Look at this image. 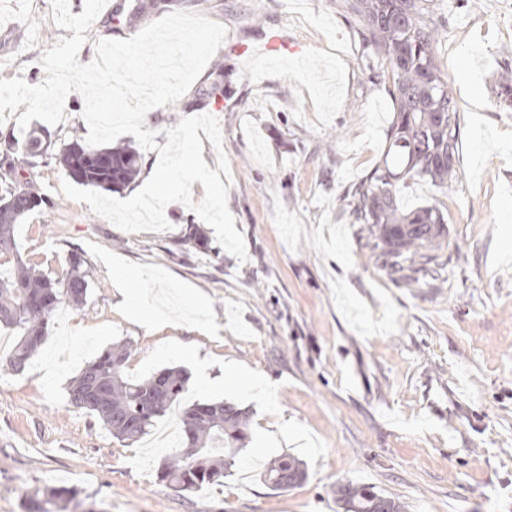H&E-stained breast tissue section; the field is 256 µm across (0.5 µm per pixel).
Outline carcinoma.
Here are the masks:
<instances>
[{"mask_svg": "<svg viewBox=\"0 0 512 512\" xmlns=\"http://www.w3.org/2000/svg\"><path fill=\"white\" fill-rule=\"evenodd\" d=\"M354 23L362 42L380 62L376 82H388L393 108L389 145L371 172L348 190L349 214L361 225L370 258L389 278L407 288H442L448 256V215L437 204L404 210L397 202L410 179L431 182L442 194L457 177L459 113L449 89L448 73L437 59L442 36L433 0H336ZM224 66L210 74L206 95L224 96ZM496 96L512 98V63L498 71ZM50 133L35 129L22 143L4 141L0 151V247L14 255L11 268L0 271V325L18 336L7 363L22 370L38 352L59 306L87 302L88 269L82 253L71 252L65 274L53 278L38 264L19 256L16 228L36 208L54 202L33 178L35 169L55 163L75 182L116 192L139 174L143 156L130 146L97 148L74 133L55 153L48 152ZM131 355L125 342L114 343L87 362L68 387V403L97 418L112 437L133 443L149 434L158 418L179 404L187 390V372L166 368L130 381L124 366ZM178 449L158 468L160 481L179 491L222 484L247 438L249 413L230 403L193 402L180 411ZM192 443L197 452L181 449ZM274 491H288L306 479L304 463L291 454L276 457L261 473ZM78 492L48 487L29 500L28 512L60 510ZM344 512H407L404 502L353 482L337 488Z\"/></svg>", "mask_w": 512, "mask_h": 512, "instance_id": "1", "label": "carcinoma"}]
</instances>
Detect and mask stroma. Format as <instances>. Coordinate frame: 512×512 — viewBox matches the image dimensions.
<instances>
[{"label":"stroma","mask_w":512,"mask_h":512,"mask_svg":"<svg viewBox=\"0 0 512 512\" xmlns=\"http://www.w3.org/2000/svg\"><path fill=\"white\" fill-rule=\"evenodd\" d=\"M137 0H108L78 52L93 61L101 39H127L144 22L117 21ZM444 25L439 60L459 104L458 177L448 195L408 181L407 209L446 198L455 251L442 288H406L368 258L344 194L378 163L392 105L372 82L368 52L336 0H198L196 14L224 25L216 52L224 96L206 98L199 75L183 101L144 119L157 146L180 120L214 116L221 148L203 140L216 168L225 153L228 208L247 259L183 244L199 216L169 204L165 232H126L60 191L66 173L37 170L55 210L17 227L23 259L58 276L72 251L90 268L81 308L56 311L39 354L21 371L0 362V512H25L44 488L78 489L68 512H341L336 487L362 484L408 512H512V105L494 79L512 61V0H434ZM279 30L304 56L249 61L233 44ZM69 30L52 0H0V78L45 81L43 53ZM138 274L131 294L152 296L163 328L119 307L118 268ZM205 295L207 317L192 303ZM130 343L131 378L184 367L187 401H224L249 412V438L223 484L188 492L157 477L171 446L160 419L125 445L66 387L113 342ZM261 376L265 392L224 387V365ZM283 453L301 459L302 486L280 492L260 477Z\"/></svg>","instance_id":"obj_1"}]
</instances>
